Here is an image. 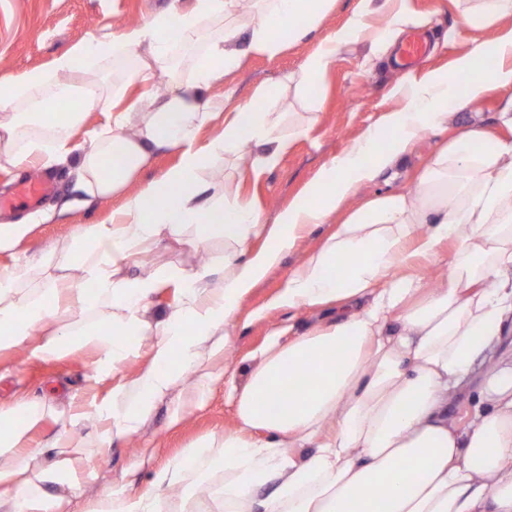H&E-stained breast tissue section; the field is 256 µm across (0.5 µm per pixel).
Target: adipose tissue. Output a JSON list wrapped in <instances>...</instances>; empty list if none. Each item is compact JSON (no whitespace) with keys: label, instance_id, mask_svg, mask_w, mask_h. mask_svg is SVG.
Listing matches in <instances>:
<instances>
[{"label":"adipose tissue","instance_id":"1","mask_svg":"<svg viewBox=\"0 0 512 512\" xmlns=\"http://www.w3.org/2000/svg\"><path fill=\"white\" fill-rule=\"evenodd\" d=\"M267 2L250 31L225 25L196 57L192 82L165 96L154 95L150 83L157 66L169 61L173 42L195 46L202 21L233 13L238 0H193L186 10L174 5L112 41L94 38L64 53L53 73L36 69L0 79V153L14 166L46 167L67 156L89 110L112 117L82 150L79 171L91 197L120 203L105 222L76 227L67 262L81 271L80 281L64 275L30 297L17 289L27 269L0 276V349L46 326L42 355L90 347L99 371L109 372L129 356L132 337L155 332L151 365L98 411L101 447L136 432L156 399L198 366L201 345L211 359H222L244 296L421 131L446 126L450 101L512 85V32L493 49L476 46L452 75L431 71L408 81L400 111L324 167L275 223H264L239 189L206 197L201 175L246 144L264 151L252 169L260 175L277 164L288 142L259 97L232 106L200 92L248 55L273 58L284 37H306L335 0ZM367 15L356 12L305 60L300 89L316 84L335 46L363 28ZM116 59L132 62L125 87L141 89L124 111L119 96L93 77ZM79 69L85 77L73 81ZM219 118L223 131L201 139ZM160 149L178 150L177 164L130 192ZM417 191L420 207L395 193L357 209L295 268L279 304L333 303L336 320L261 350L247 384L229 394L234 427L209 455L188 451L187 461L203 458L223 469L224 487L213 495L220 512H512V353L491 360L467 425L448 413L463 376L512 319V284L501 277L512 268V139L462 131L423 171ZM188 230L199 245L223 239L222 287H210L197 273L116 277L117 260ZM254 236L266 244L252 252L247 242ZM446 240L454 244L448 273L430 282L416 275V265L434 259ZM171 279L185 301L150 322L147 301ZM98 302L119 310L120 319L78 333L59 324L61 312ZM299 448L305 458H297ZM17 474L0 468V512H55V499L13 491Z\"/></svg>","mask_w":512,"mask_h":512}]
</instances>
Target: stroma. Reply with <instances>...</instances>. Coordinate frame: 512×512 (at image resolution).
Listing matches in <instances>:
<instances>
[{"label":"stroma","mask_w":512,"mask_h":512,"mask_svg":"<svg viewBox=\"0 0 512 512\" xmlns=\"http://www.w3.org/2000/svg\"><path fill=\"white\" fill-rule=\"evenodd\" d=\"M174 3L184 8L191 0H0V77L18 79L33 69L52 72L55 60L67 50L93 37L111 39L124 31L127 19L146 23ZM360 6L361 0H336L306 38L286 42L272 59L248 55L241 69L211 84L207 96L234 101L271 89V96L263 101L264 109L290 140L278 164L257 178L240 157L259 155L258 147L250 144L245 152L225 154L202 175L211 192L239 186L242 196L256 205L265 221L273 222L309 189L324 166L368 128L380 125L386 113L402 106L406 78L418 79L432 70L451 74L476 45L493 46L512 30V17L467 25L464 17L478 10L479 0H372L366 27L337 46L332 64L320 77L318 93L304 94L295 81L302 64L328 35L345 26ZM417 30L431 35L430 54L408 75L395 73L391 61L397 45ZM511 97L512 85L489 89L465 106H449L447 127L423 130L396 164L359 188L349 209L393 192L414 194L418 174L431 164L441 146L462 130L476 127L496 137L512 136V129L499 120ZM49 172L55 178V189L42 206L0 214V225L29 227L13 247L0 250V275L19 265L28 266L30 276L23 289L33 294L65 275L63 263L74 225L105 220L114 204L110 198L89 200L76 159L51 166ZM343 219L338 213L327 223L314 226L244 297L223 363H212L207 353H200L203 370L222 375L206 400L190 404L180 418H173L179 395L186 393L194 380L193 375H185L156 403L136 432L114 440L111 447L98 445L97 407L111 399L116 388L131 386L149 365L155 336L139 337L137 349L104 378L96 374L98 355L93 349L73 348L57 357L36 353L35 346L44 335L38 328L28 339L0 350V409L28 403L43 406L41 421L26 435L30 453L18 476L19 485L31 494L60 499L58 512H89L99 499L115 493L135 498L160 495L170 512H189L199 500L195 492L199 479L223 485V471L202 475L194 469L181 485V496L176 497L171 489L157 485L156 476L162 469L182 463L187 449L205 438L223 437L225 429L233 427L234 408L227 392L230 387L244 386L259 351L273 334L288 340L325 322L324 311L278 307L273 300L296 266L320 248ZM193 250L188 239H167L147 253L120 262L118 270L130 277H146L164 269L187 271L194 267L187 260ZM204 251L205 262L194 268L206 273L210 285L222 284L223 240L210 241ZM66 431L79 433L81 447L56 446V439ZM70 457L81 461L80 489L75 493L68 484L42 479L51 464Z\"/></svg>","instance_id":"stroma-1"}]
</instances>
